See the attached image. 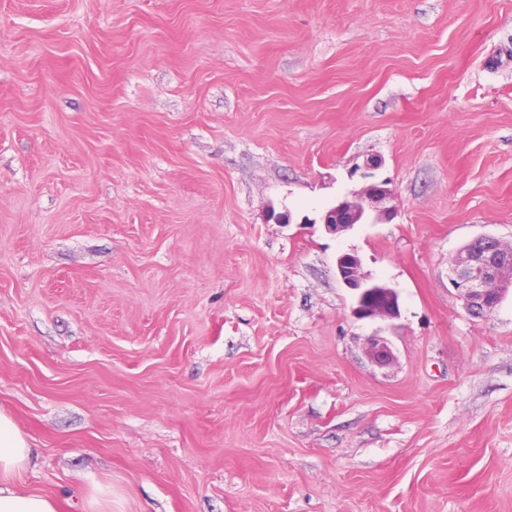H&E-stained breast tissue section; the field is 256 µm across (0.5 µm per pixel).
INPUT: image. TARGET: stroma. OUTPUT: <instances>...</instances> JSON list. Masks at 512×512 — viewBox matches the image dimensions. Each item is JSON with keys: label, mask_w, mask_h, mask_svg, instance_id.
<instances>
[{"label": "stroma", "mask_w": 512, "mask_h": 512, "mask_svg": "<svg viewBox=\"0 0 512 512\" xmlns=\"http://www.w3.org/2000/svg\"><path fill=\"white\" fill-rule=\"evenodd\" d=\"M370 180L396 216L329 233ZM480 235L512 0H0V411L60 512H512V295L448 281ZM336 271L342 283L356 292L355 306L352 309L356 320H387L398 316L399 302L395 289L371 282L356 254L339 255L336 259ZM367 353L372 361L380 365L390 364L394 355L387 341L382 336L373 335L367 339Z\"/></svg>", "instance_id": "obj_1"}]
</instances>
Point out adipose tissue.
<instances>
[{"mask_svg": "<svg viewBox=\"0 0 512 512\" xmlns=\"http://www.w3.org/2000/svg\"><path fill=\"white\" fill-rule=\"evenodd\" d=\"M34 450L13 419L0 412V512H59L57 501L14 489L16 476L31 463Z\"/></svg>", "mask_w": 512, "mask_h": 512, "instance_id": "obj_1", "label": "adipose tissue"}]
</instances>
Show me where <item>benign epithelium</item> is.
<instances>
[{
  "label": "benign epithelium",
  "instance_id": "benign-epithelium-1",
  "mask_svg": "<svg viewBox=\"0 0 512 512\" xmlns=\"http://www.w3.org/2000/svg\"><path fill=\"white\" fill-rule=\"evenodd\" d=\"M389 197L390 191L384 184L370 183L329 209L323 224L328 231L340 234L356 224L390 219L395 209L379 207ZM336 271L342 283L356 292L352 309L355 319L373 321L398 316L399 302L395 289L371 282L356 254L339 255ZM451 272V283L465 311L472 317L486 316L512 292V245L493 236H477L462 247ZM367 353L380 365H387L394 359L387 339L379 335L367 339Z\"/></svg>",
  "mask_w": 512,
  "mask_h": 512
}]
</instances>
